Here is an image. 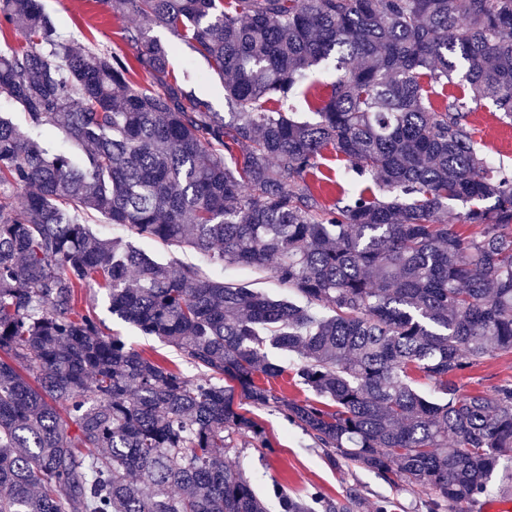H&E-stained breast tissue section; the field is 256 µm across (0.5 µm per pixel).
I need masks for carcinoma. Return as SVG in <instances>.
<instances>
[{
	"label": "carcinoma",
	"instance_id": "obj_1",
	"mask_svg": "<svg viewBox=\"0 0 512 512\" xmlns=\"http://www.w3.org/2000/svg\"><path fill=\"white\" fill-rule=\"evenodd\" d=\"M103 2L143 20L124 29L133 58L77 52L38 0H0L25 38L0 51V95L37 132L0 117V512H267L225 459L264 437L233 399L276 402L255 380L285 372L270 347L299 356L297 381L327 400L280 409L331 465L428 485L426 512H478L500 462L512 480V383L462 396L456 379L512 354V173L468 115L488 100L512 121V0ZM156 27L224 79L228 111L172 74ZM324 63L336 81L303 121L289 94ZM456 72L469 96L435 106ZM329 148L370 186L324 200L312 181ZM456 202L477 235L442 222ZM80 211L267 272L305 304L159 263ZM91 285L198 377L104 335L78 307ZM273 488L282 512L357 500ZM81 219L86 224H91V227L93 230L100 236V237H112L116 235H126V231L123 227H121L118 224H112L110 223L105 217L97 214V213H90L87 214H81Z\"/></svg>",
	"mask_w": 512,
	"mask_h": 512
}]
</instances>
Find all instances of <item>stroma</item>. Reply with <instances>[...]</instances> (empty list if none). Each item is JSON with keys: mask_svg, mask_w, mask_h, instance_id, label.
Masks as SVG:
<instances>
[{"mask_svg": "<svg viewBox=\"0 0 512 512\" xmlns=\"http://www.w3.org/2000/svg\"><path fill=\"white\" fill-rule=\"evenodd\" d=\"M41 4L73 48L90 47L131 55L132 50L122 34L124 27L135 24L134 16H114L102 0H41ZM153 34L172 44L171 70L178 75L190 71L194 76L192 88L196 96L209 102L214 111H225L222 78L172 32L157 28ZM335 79L334 69L322 66L311 71L305 83L293 90L290 101L300 119H313L316 106L320 99L327 97ZM468 121L486 157L512 170V124L501 120L495 108L485 101L473 105ZM84 302L94 308L106 334L121 337L145 354L166 361L187 377H197V369L183 360L173 347L156 337L141 335L134 326L112 315L105 290L95 286L86 289ZM506 381H512V355L486 357L466 371L457 386L460 394L476 395L490 392ZM234 407L252 416L265 430L263 441L236 449L230 460L250 477L268 512H282L281 504L272 492L276 482L292 496L317 489L335 499L343 498L348 488L357 487L361 499L359 512H375L377 504L384 500L395 503V512H426L424 504L432 496L428 488L392 484L378 474L344 460L329 464L317 441L302 428L288 422L276 406L256 407L238 396L234 399Z\"/></svg>", "mask_w": 512, "mask_h": 512, "instance_id": "35a3bbf8", "label": "stroma"}]
</instances>
